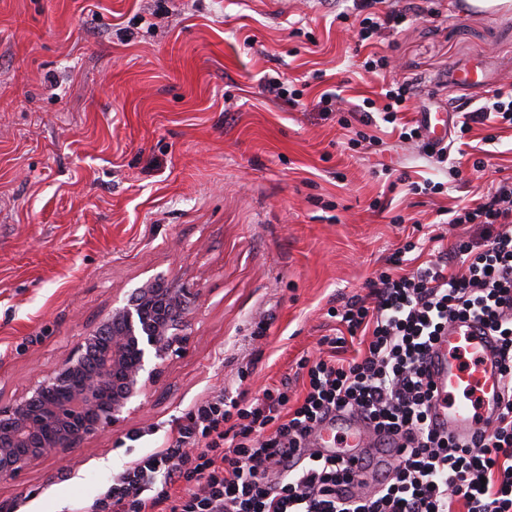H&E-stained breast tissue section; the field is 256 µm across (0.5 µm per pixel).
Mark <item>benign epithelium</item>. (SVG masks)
Here are the masks:
<instances>
[{"mask_svg": "<svg viewBox=\"0 0 512 512\" xmlns=\"http://www.w3.org/2000/svg\"><path fill=\"white\" fill-rule=\"evenodd\" d=\"M197 294L149 278L102 316L49 374L0 403V478H12L127 424L189 340Z\"/></svg>", "mask_w": 512, "mask_h": 512, "instance_id": "benign-epithelium-1", "label": "benign epithelium"}]
</instances>
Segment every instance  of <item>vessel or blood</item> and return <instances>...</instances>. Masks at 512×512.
Here are the masks:
<instances>
[{"label":"vessel or blood","mask_w":512,"mask_h":512,"mask_svg":"<svg viewBox=\"0 0 512 512\" xmlns=\"http://www.w3.org/2000/svg\"><path fill=\"white\" fill-rule=\"evenodd\" d=\"M500 367V344L479 321L449 322L427 360L434 390L432 426L461 443L490 432L503 408ZM309 440L323 455L340 457L352 465L367 456L379 469L397 457L384 433L346 413L327 417L314 428Z\"/></svg>","instance_id":"1"}]
</instances>
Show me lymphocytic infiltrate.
I'll list each match as a JSON object with an SVG mask.
<instances>
[{
	"instance_id": "1",
	"label": "lymphocytic infiltrate",
	"mask_w": 512,
	"mask_h": 512,
	"mask_svg": "<svg viewBox=\"0 0 512 512\" xmlns=\"http://www.w3.org/2000/svg\"><path fill=\"white\" fill-rule=\"evenodd\" d=\"M383 0H354L357 47L424 14L419 0L386 9ZM421 81L383 82L378 98L351 104L341 90L315 103L339 113L349 143L379 145L385 124L402 142L420 144L436 163L449 147L427 141L406 120ZM460 134L473 124L512 127V90H495L475 110L452 100ZM454 224H488L486 243L459 241L451 257L419 260L414 242L369 278L366 295L330 308L339 328L320 340L315 357L297 362L303 390L265 386L252 400L218 394L196 405L170 429L165 447L130 461L84 512H512V175L486 195L453 209ZM479 320L501 343L506 400L490 433L467 443L432 428L433 398L425 362L449 320ZM347 412L401 441L390 473L366 486L359 473L308 446L312 426Z\"/></svg>"
}]
</instances>
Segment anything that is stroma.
Listing matches in <instances>:
<instances>
[{
    "label": "stroma",
    "mask_w": 512,
    "mask_h": 512,
    "mask_svg": "<svg viewBox=\"0 0 512 512\" xmlns=\"http://www.w3.org/2000/svg\"><path fill=\"white\" fill-rule=\"evenodd\" d=\"M352 0H0V399L59 364L151 276L199 293L190 344L120 432L0 479V512H71L213 395L302 390L296 361L336 323L333 299L363 293L413 221L512 174V129L483 176L450 179L417 148H345L326 89L370 97ZM421 78L408 118L448 104L449 72L480 67L481 103L512 82V13H430L375 42ZM281 73L293 108L261 89ZM394 175L446 183L436 196L384 192ZM403 223H394V216Z\"/></svg>",
    "instance_id": "stroma-1"
}]
</instances>
